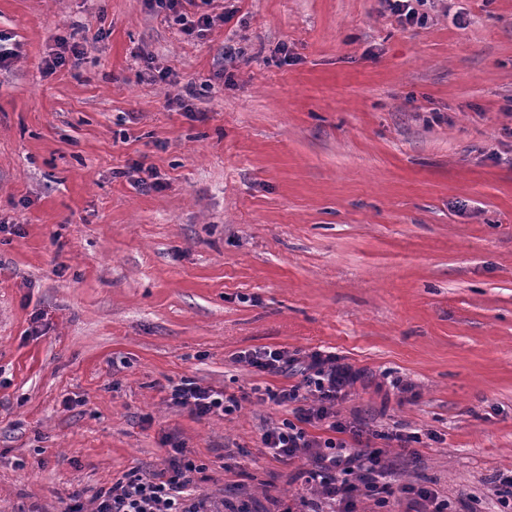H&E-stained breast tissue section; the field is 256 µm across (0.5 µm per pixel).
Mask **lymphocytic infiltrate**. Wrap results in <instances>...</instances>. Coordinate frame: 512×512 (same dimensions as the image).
Here are the masks:
<instances>
[{
    "label": "lymphocytic infiltrate",
    "mask_w": 512,
    "mask_h": 512,
    "mask_svg": "<svg viewBox=\"0 0 512 512\" xmlns=\"http://www.w3.org/2000/svg\"><path fill=\"white\" fill-rule=\"evenodd\" d=\"M233 360L264 375L285 377L293 371L298 376L289 385L257 386L249 392L257 401L292 407L295 414L293 422L264 431L262 443L271 456L283 461L304 458L311 464L305 473L310 495L281 504L280 512H358L361 499L382 492L406 496L412 512H449L448 500L428 487H395L387 482L385 453L375 448V440L409 448L420 443L417 433L370 430L359 420L340 417L336 407L348 395L358 373L336 354L314 351L302 355L285 348L262 347L238 352ZM169 400L199 418L226 415L240 406L236 397L187 378L170 385ZM193 471V464L177 447L165 468L153 473L127 472L110 491L97 495L92 507L74 498L67 512H214L210 498L198 489Z\"/></svg>",
    "instance_id": "obj_1"
}]
</instances>
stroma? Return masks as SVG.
I'll return each instance as SVG.
<instances>
[{"label":"stroma","mask_w":512,"mask_h":512,"mask_svg":"<svg viewBox=\"0 0 512 512\" xmlns=\"http://www.w3.org/2000/svg\"><path fill=\"white\" fill-rule=\"evenodd\" d=\"M188 39L145 0H0V512H63L167 438L213 501L303 489L291 408L195 418L182 378L280 386L235 353H336L339 406L393 484L499 512L512 471V0H210ZM73 38L79 65L48 70ZM244 55L232 84L224 46ZM287 54H280V46ZM193 87L184 99L185 87ZM153 168L157 188L139 183ZM411 386L401 401L398 386ZM392 13L397 15L407 24H422L424 13H420L418 7L425 6L428 0H383Z\"/></svg>","instance_id":"1"}]
</instances>
